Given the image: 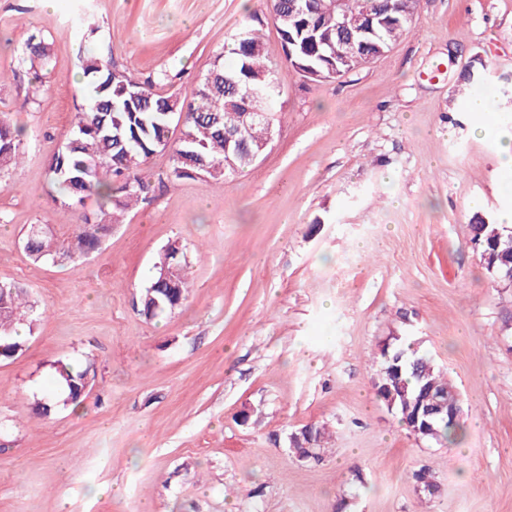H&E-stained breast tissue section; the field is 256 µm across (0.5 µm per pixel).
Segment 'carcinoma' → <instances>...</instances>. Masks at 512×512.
Masks as SVG:
<instances>
[{"label":"carcinoma","instance_id":"cac0c4a2","mask_svg":"<svg viewBox=\"0 0 512 512\" xmlns=\"http://www.w3.org/2000/svg\"><path fill=\"white\" fill-rule=\"evenodd\" d=\"M417 0H293L288 7L282 0H267V9L278 28L283 52H292L291 68L314 81L346 75L340 61L342 38L338 29L340 12L361 16L366 11L390 17L392 21L376 28L375 34H361L367 52L387 51L412 26L403 19L415 13ZM23 61L30 64L48 62V48L42 41L29 39L22 50ZM225 56L234 66L220 62ZM213 70L224 76V85L202 79L188 94H170L164 90L166 77L139 81L117 68L112 61L95 53L81 63L85 105L76 114L72 137L65 148L50 162L49 172L56 199L62 206H81L85 198L98 195L105 187L109 194L95 213L81 217L74 240L58 245L52 233L26 236L25 251L30 260L43 263L61 255L76 262L92 252L100 234L119 221L120 214L146 200L148 184L141 177L147 161L157 152L170 153L168 182L195 178L199 161L214 170L210 177L218 184L252 166L251 155L259 145L252 141L247 149L232 157L234 165H224L228 157L225 134L239 124L241 111L268 112L275 95L274 82L283 73L270 60L258 29L247 26L234 35L217 56ZM184 113L185 131L190 142L171 139L166 111ZM21 131L0 116V173L21 163ZM494 229L499 253L512 257V230L500 225H471L476 236L484 237ZM163 257L167 265L153 267L147 285L139 295L140 312L147 318L171 313L186 299V252L177 241L166 245ZM41 307L29 299L19 284H0V356L11 354L21 346L16 325L33 323ZM57 389L66 397L61 405H77L80 400L74 387L80 385L86 371L69 363L54 366ZM377 398L399 419L418 418L411 432L418 440L437 444H454L460 437L463 402L460 394L445 378L443 371L415 343L404 339L390 351L381 350L374 377ZM328 440L324 427L306 426L289 436V447L298 460L321 459L323 443ZM417 490L426 498L440 491L433 471L421 467L410 474Z\"/></svg>","mask_w":512,"mask_h":512}]
</instances>
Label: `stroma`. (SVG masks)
Here are the masks:
<instances>
[{"instance_id":"stroma-1","label":"stroma","mask_w":512,"mask_h":512,"mask_svg":"<svg viewBox=\"0 0 512 512\" xmlns=\"http://www.w3.org/2000/svg\"><path fill=\"white\" fill-rule=\"evenodd\" d=\"M254 16L285 76L265 153L224 184L175 187L156 153L149 202L99 250L34 265L30 225L62 241L77 228L48 165L81 110L83 55L166 73L182 94ZM33 34L49 50L38 73L19 57ZM479 67L484 85L467 84ZM0 69V113L25 130L0 176V283L46 308L0 359V512H512V285L470 243L473 217L512 210L497 155L512 0H420L388 52L324 82L287 65L265 0H0ZM480 93L499 114L484 137L468 108ZM173 240L187 298L149 320L136 300ZM396 336L458 386V443L416 440L376 398ZM60 361L88 372L78 407L54 403ZM307 425L333 434L321 461L288 449ZM424 465L441 485L430 499L409 478Z\"/></svg>"}]
</instances>
